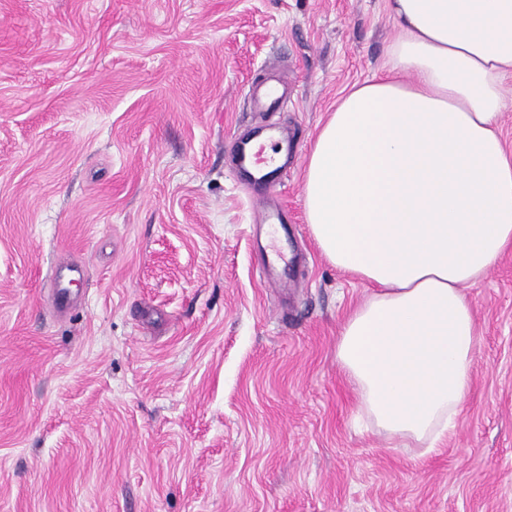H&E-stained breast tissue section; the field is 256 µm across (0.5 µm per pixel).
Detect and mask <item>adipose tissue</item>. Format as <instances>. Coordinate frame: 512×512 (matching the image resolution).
I'll use <instances>...</instances> for the list:
<instances>
[{
    "instance_id": "ef3b65f1",
    "label": "adipose tissue",
    "mask_w": 512,
    "mask_h": 512,
    "mask_svg": "<svg viewBox=\"0 0 512 512\" xmlns=\"http://www.w3.org/2000/svg\"><path fill=\"white\" fill-rule=\"evenodd\" d=\"M385 75L345 95L304 170L322 255L371 290L336 361L376 430L425 452L458 427L478 347L466 290L512 248L499 134L512 0H385Z\"/></svg>"
}]
</instances>
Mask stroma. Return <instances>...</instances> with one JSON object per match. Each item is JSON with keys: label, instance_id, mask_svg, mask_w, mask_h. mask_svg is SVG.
Here are the masks:
<instances>
[{"label": "stroma", "instance_id": "stroma-1", "mask_svg": "<svg viewBox=\"0 0 512 512\" xmlns=\"http://www.w3.org/2000/svg\"><path fill=\"white\" fill-rule=\"evenodd\" d=\"M396 34L384 0H0V512H512V249L467 290L435 452L370 426L336 363L369 290L321 254L303 172ZM270 125L296 149L277 228L231 161Z\"/></svg>", "mask_w": 512, "mask_h": 512}]
</instances>
